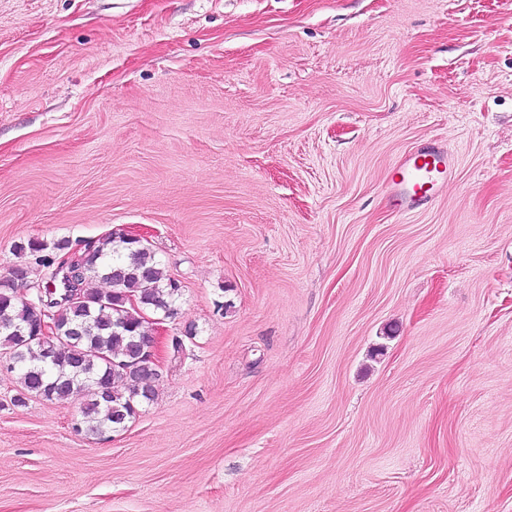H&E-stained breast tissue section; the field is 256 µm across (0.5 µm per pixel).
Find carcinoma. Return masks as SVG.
<instances>
[{
	"instance_id": "cac0c4a2",
	"label": "carcinoma",
	"mask_w": 512,
	"mask_h": 512,
	"mask_svg": "<svg viewBox=\"0 0 512 512\" xmlns=\"http://www.w3.org/2000/svg\"><path fill=\"white\" fill-rule=\"evenodd\" d=\"M76 281L84 301L63 305H30L16 288L0 287V347L20 371L15 405L33 395L73 402L76 431L104 438L154 401L160 373L143 366L151 336L140 312L176 316L180 289L148 246L112 234L95 242ZM44 321L59 333L50 353L39 338L13 334Z\"/></svg>"
}]
</instances>
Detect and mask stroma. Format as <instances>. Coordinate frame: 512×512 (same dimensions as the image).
<instances>
[{
  "label": "stroma",
  "mask_w": 512,
  "mask_h": 512,
  "mask_svg": "<svg viewBox=\"0 0 512 512\" xmlns=\"http://www.w3.org/2000/svg\"><path fill=\"white\" fill-rule=\"evenodd\" d=\"M110 233L182 285L156 398L0 366V512H512V0H0V277ZM452 163L434 150H421L402 158L395 166L390 193L404 207L412 208L429 200L436 188L448 181Z\"/></svg>",
  "instance_id": "35a3bbf8"
}]
</instances>
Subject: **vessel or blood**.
<instances>
[{"instance_id": "vessel-or-blood-1", "label": "vessel or blood", "mask_w": 512, "mask_h": 512, "mask_svg": "<svg viewBox=\"0 0 512 512\" xmlns=\"http://www.w3.org/2000/svg\"><path fill=\"white\" fill-rule=\"evenodd\" d=\"M452 163L434 150H421L402 158L390 183L392 196L412 208L429 200L436 188L447 182Z\"/></svg>"}]
</instances>
